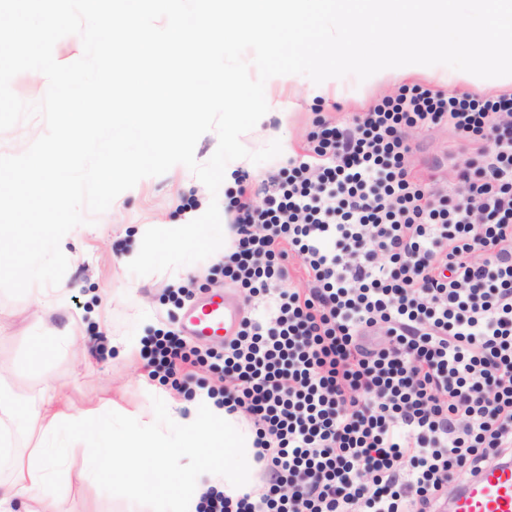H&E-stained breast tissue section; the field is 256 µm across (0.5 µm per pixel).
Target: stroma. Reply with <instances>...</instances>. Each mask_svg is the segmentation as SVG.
I'll list each match as a JSON object with an SVG mask.
<instances>
[{
	"mask_svg": "<svg viewBox=\"0 0 512 512\" xmlns=\"http://www.w3.org/2000/svg\"><path fill=\"white\" fill-rule=\"evenodd\" d=\"M309 80L295 76L283 84L269 79L268 92L287 103L288 116L270 115L264 127L245 133L241 141L251 151L265 147L268 130H284L289 156L237 168L232 195L255 197L270 175L302 158L316 118L345 126L382 98L394 94L398 83L375 88L355 77L329 87L326 103L305 98ZM411 174L423 181L438 177V164L455 169L474 161V145L450 129L416 130L409 137ZM208 189L186 167L177 165L159 177L142 179L120 194L94 225L78 230L64 249L68 291L57 297L51 288L34 286L20 298L0 292V435L11 443L9 456L0 458V480L11 478L13 460L26 455L36 441L31 418L48 395L61 392L70 419L95 417L107 411L137 417L152 397L173 394L183 402V415L194 410L200 385L220 389L221 375L187 364L177 383L160 384L148 377L141 356L144 340L159 329L179 326L181 309L173 288H221L236 294L225 282L207 239L179 250L175 232L184 213L202 205ZM156 224L161 235L150 266L124 264L122 258L138 246L135 231ZM124 338L121 350L113 338ZM88 450L76 443L61 459L54 475L56 512H131L129 501L104 493L87 478Z\"/></svg>",
	"mask_w": 512,
	"mask_h": 512,
	"instance_id": "obj_1",
	"label": "stroma"
}]
</instances>
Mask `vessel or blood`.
<instances>
[{
    "label": "vessel or blood",
    "instance_id": "1",
    "mask_svg": "<svg viewBox=\"0 0 512 512\" xmlns=\"http://www.w3.org/2000/svg\"><path fill=\"white\" fill-rule=\"evenodd\" d=\"M242 315V308L216 292L188 305L180 324L191 339L220 343L231 338ZM448 512H512V461L490 463L455 489L448 499Z\"/></svg>",
    "mask_w": 512,
    "mask_h": 512
}]
</instances>
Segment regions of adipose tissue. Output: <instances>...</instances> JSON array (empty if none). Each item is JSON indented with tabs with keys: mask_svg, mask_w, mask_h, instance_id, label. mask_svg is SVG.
I'll return each mask as SVG.
<instances>
[{
	"mask_svg": "<svg viewBox=\"0 0 512 512\" xmlns=\"http://www.w3.org/2000/svg\"><path fill=\"white\" fill-rule=\"evenodd\" d=\"M230 203L227 196L220 195L195 209L188 210L178 226L177 242L186 244L199 236H213V225L207 217ZM67 416L61 407L59 396H51L31 420L38 439L26 456L16 464L11 481L0 482V512H13L12 505L26 499V512H54L53 484L49 476L51 468L58 462L56 451L58 440L64 432Z\"/></svg>",
	"mask_w": 512,
	"mask_h": 512,
	"instance_id": "ef3b65f1",
	"label": "adipose tissue"
}]
</instances>
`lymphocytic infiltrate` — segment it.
<instances>
[{"label":"lymphocytic infiltrate","instance_id":"obj_1","mask_svg":"<svg viewBox=\"0 0 512 512\" xmlns=\"http://www.w3.org/2000/svg\"><path fill=\"white\" fill-rule=\"evenodd\" d=\"M446 124L482 166L410 177L408 130ZM224 275L247 311L205 350L157 330L149 378L190 360L250 417L262 492L209 489L203 512H431L512 453V94L401 87L238 204ZM298 256L306 285L285 287Z\"/></svg>","mask_w":512,"mask_h":512}]
</instances>
